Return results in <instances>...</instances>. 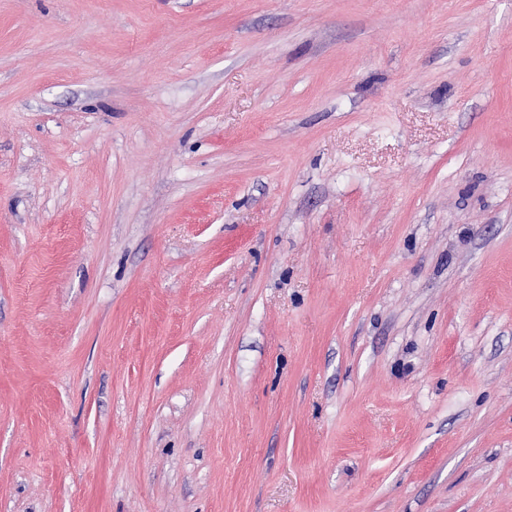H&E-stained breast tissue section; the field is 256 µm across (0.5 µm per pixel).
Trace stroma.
I'll return each mask as SVG.
<instances>
[{
	"mask_svg": "<svg viewBox=\"0 0 512 512\" xmlns=\"http://www.w3.org/2000/svg\"><path fill=\"white\" fill-rule=\"evenodd\" d=\"M0 512H512V0H0Z\"/></svg>",
	"mask_w": 512,
	"mask_h": 512,
	"instance_id": "obj_1",
	"label": "stroma"
}]
</instances>
